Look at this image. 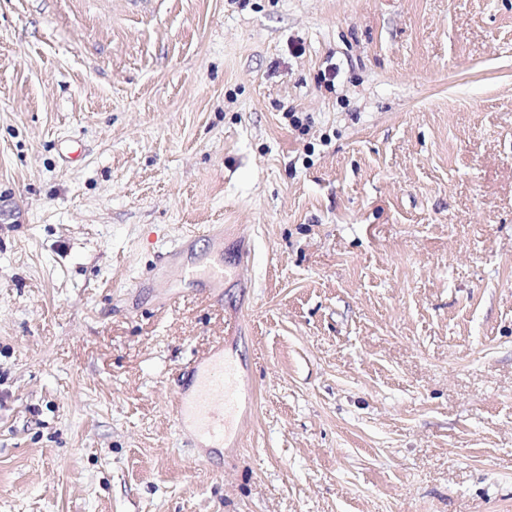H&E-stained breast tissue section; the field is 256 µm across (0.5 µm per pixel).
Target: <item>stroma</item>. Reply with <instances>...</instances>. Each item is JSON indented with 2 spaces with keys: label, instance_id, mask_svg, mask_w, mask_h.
<instances>
[{
  "label": "stroma",
  "instance_id": "obj_1",
  "mask_svg": "<svg viewBox=\"0 0 512 512\" xmlns=\"http://www.w3.org/2000/svg\"><path fill=\"white\" fill-rule=\"evenodd\" d=\"M0 512H512V0H0ZM192 241H181L175 249L168 254L169 260H174L181 257L176 266L184 272L189 281L195 282L203 280V283L208 288H219L224 281V264L214 263L204 269H199L188 261V255L191 252ZM235 374V364L224 359L223 345L215 346L195 361L196 391L183 396L175 411L178 425L192 423L211 448H223L224 438L236 426L240 395L235 391Z\"/></svg>",
  "mask_w": 512,
  "mask_h": 512
}]
</instances>
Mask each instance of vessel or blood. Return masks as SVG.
Segmentation results:
<instances>
[{"instance_id": "obj_1", "label": "vessel or blood", "mask_w": 512, "mask_h": 512, "mask_svg": "<svg viewBox=\"0 0 512 512\" xmlns=\"http://www.w3.org/2000/svg\"><path fill=\"white\" fill-rule=\"evenodd\" d=\"M191 241H183L172 251L178 267L189 281L203 282L206 287H220L224 281L223 263L200 269L189 262ZM194 373L197 379L194 394L184 396L175 411L178 425L193 424L210 442L220 448L236 425L240 396L235 390L236 368L225 359L222 346H215L196 360Z\"/></svg>"}]
</instances>
